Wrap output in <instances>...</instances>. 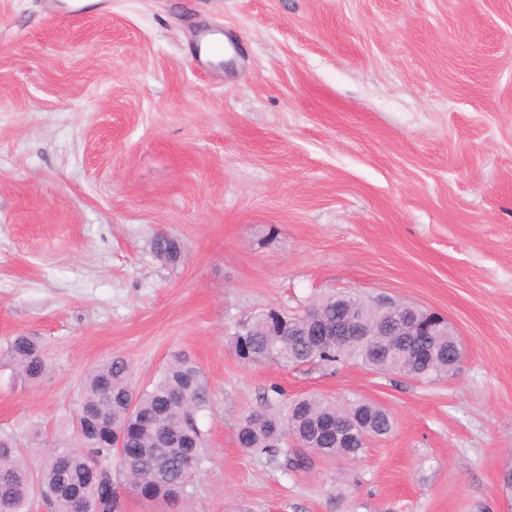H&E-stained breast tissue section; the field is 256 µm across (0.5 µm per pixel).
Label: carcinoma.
<instances>
[{
  "instance_id": "1",
  "label": "carcinoma",
  "mask_w": 512,
  "mask_h": 512,
  "mask_svg": "<svg viewBox=\"0 0 512 512\" xmlns=\"http://www.w3.org/2000/svg\"><path fill=\"white\" fill-rule=\"evenodd\" d=\"M153 253L167 264L181 259L179 241L165 233L152 240ZM326 322L339 318L341 308L331 296L311 304ZM248 335L233 337V348L240 358L253 364L281 365L317 363L326 367L356 363L375 371H393L429 378L434 372L421 362L412 361L420 347L416 336L403 337L404 348L395 353L371 351L361 343H310L304 336H288L272 317L254 315ZM454 337L442 332L430 337L436 363L442 372L456 367ZM6 356L16 375L27 382L39 380L47 362L40 343L32 336L19 335L6 347ZM80 407L88 418L104 416L102 427L83 430L85 448L59 443L46 450L38 470L26 463L25 449L12 434L0 431V512H29L35 495H41L52 512H75V498L94 505L111 501L100 512H124L121 493L146 502L170 504L179 499L177 488L192 478L181 466L179 456L188 455L203 464L207 448L199 426V416L210 408V387L193 357L183 351L171 353L158 377L147 387L138 388L128 361L115 355L96 366L83 381ZM364 412L378 434H388L393 422L381 407L354 402L342 409L320 397H300L290 404L286 417L273 411L246 415L237 429L239 445L246 450L282 454L290 467H306L301 448H290L283 430L289 429L306 439L318 421ZM326 459L357 458L363 453L360 441L343 445L332 436L320 446Z\"/></svg>"
}]
</instances>
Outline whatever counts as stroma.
<instances>
[{
	"instance_id": "35a3bbf8",
	"label": "stroma",
	"mask_w": 512,
	"mask_h": 512,
	"mask_svg": "<svg viewBox=\"0 0 512 512\" xmlns=\"http://www.w3.org/2000/svg\"><path fill=\"white\" fill-rule=\"evenodd\" d=\"M337 292L440 312L464 361L236 356L239 319ZM18 334L46 354L30 385ZM179 349L211 407L174 512H512V0H0V430L37 468L92 369L123 356L145 387ZM312 394L393 429L302 470L239 446ZM153 253L167 264L175 265L181 259V245L179 241L165 233H158L152 240ZM6 356L21 380L35 382L46 371L47 362L42 347L32 336L19 335L11 339L6 347Z\"/></svg>"
}]
</instances>
